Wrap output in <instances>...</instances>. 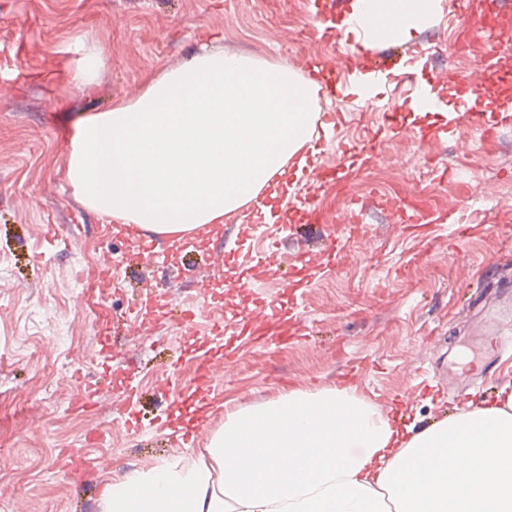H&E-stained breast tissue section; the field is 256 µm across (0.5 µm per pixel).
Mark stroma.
I'll list each match as a JSON object with an SVG mask.
<instances>
[{
	"label": "stroma",
	"instance_id": "1",
	"mask_svg": "<svg viewBox=\"0 0 512 512\" xmlns=\"http://www.w3.org/2000/svg\"><path fill=\"white\" fill-rule=\"evenodd\" d=\"M329 0H0V415L10 435L0 440V512H102L101 492L112 478L180 454L183 405L197 387L196 356L210 346L206 322L194 339L170 321L172 307L193 295L183 282L192 269L211 282L224 316L245 313L253 291L243 287L249 264L266 239L296 237L289 210L277 220L249 223L248 208L226 218L191 250L167 263L173 285L161 287L156 267L132 261L123 232L102 239V217L74 197L65 173L68 148L55 129L70 131V110L90 112L132 99L148 81L187 62L202 44L228 54L299 69L304 33L314 9ZM92 33L107 64L91 92L68 88L75 37ZM398 132L382 135L378 157L363 172L348 168L335 144L328 163L345 172L346 196L321 194L322 230L354 250L343 266L324 262L287 278L267 269L264 291L278 299V321L293 342L267 347L261 359L220 363L218 389L207 391L197 418L204 452L223 425L216 405L236 407L276 399L291 387H342L341 375L360 373L353 386L380 412L403 405L417 426L457 407L466 361H489L491 343L466 322L464 308L480 290H495L512 268V122L502 125L494 150L474 147L465 133L438 141L433 160L415 131L442 126L445 114L410 111L400 94L371 112H345L337 141L358 140L383 113ZM401 154L400 167H387ZM452 169L467 183L456 194L442 179ZM405 195L408 207L373 209L371 190ZM364 204V235L350 237L336 221L347 197ZM428 202L472 219L470 233L452 236L444 224L411 233L403 225ZM109 254L112 284L104 288L105 316L82 303L78 273L89 259ZM227 257L225 265L209 262ZM154 328L133 339L131 312ZM81 373L88 412L69 398ZM137 386L138 430H128L114 376ZM77 448L95 471L66 479L62 449Z\"/></svg>",
	"mask_w": 512,
	"mask_h": 512
}]
</instances>
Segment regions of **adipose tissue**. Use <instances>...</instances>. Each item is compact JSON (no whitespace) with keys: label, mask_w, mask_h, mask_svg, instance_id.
Segmentation results:
<instances>
[{"label":"adipose tissue","mask_w":512,"mask_h":512,"mask_svg":"<svg viewBox=\"0 0 512 512\" xmlns=\"http://www.w3.org/2000/svg\"><path fill=\"white\" fill-rule=\"evenodd\" d=\"M405 43L434 0H352ZM72 84L91 89L106 56L78 40ZM318 85L287 66L202 51L131 100L80 112L66 178L118 224L182 242L223 223L274 177L304 165ZM104 512H512V393L418 428L353 389L285 390L227 410L205 453L113 479Z\"/></svg>","instance_id":"ef3b65f1"}]
</instances>
